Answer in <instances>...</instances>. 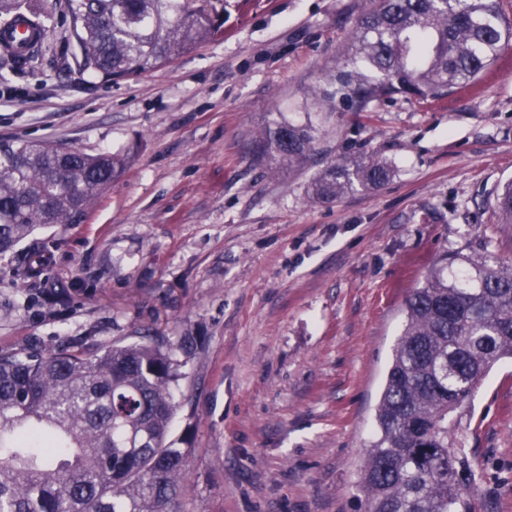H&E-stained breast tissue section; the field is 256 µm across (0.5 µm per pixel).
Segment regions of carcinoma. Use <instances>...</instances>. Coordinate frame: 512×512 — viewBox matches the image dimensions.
<instances>
[{"instance_id":"obj_1","label":"carcinoma","mask_w":512,"mask_h":512,"mask_svg":"<svg viewBox=\"0 0 512 512\" xmlns=\"http://www.w3.org/2000/svg\"><path fill=\"white\" fill-rule=\"evenodd\" d=\"M226 0H67L79 69L107 81L167 65L224 36ZM20 0H0L12 33ZM512 42L499 0H376L362 15L345 66L314 91L331 112L380 97L435 100L476 80ZM29 55L0 40V64ZM280 120L253 154L290 171L316 151L310 123ZM44 141L0 139V257L48 224H82L125 170L128 157L91 155ZM376 159H344L314 175L311 197L333 202L390 178ZM512 224V182L497 195ZM50 254L18 275L40 282ZM191 336L112 340L95 353L59 348L0 354V512H178L189 449L176 448L177 354ZM512 358V262L443 256L405 302V324L376 407L359 473L367 512H465L474 480L454 414L498 363Z\"/></svg>"}]
</instances>
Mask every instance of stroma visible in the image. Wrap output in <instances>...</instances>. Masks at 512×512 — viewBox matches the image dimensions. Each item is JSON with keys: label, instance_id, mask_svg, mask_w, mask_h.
Listing matches in <instances>:
<instances>
[{"label": "stroma", "instance_id": "stroma-1", "mask_svg": "<svg viewBox=\"0 0 512 512\" xmlns=\"http://www.w3.org/2000/svg\"><path fill=\"white\" fill-rule=\"evenodd\" d=\"M25 2L45 36L0 80V138L130 163L85 223L40 232L52 259L37 289L16 275L30 243L0 258V353L198 337L174 388L183 512H365L358 474L406 296L446 251L512 261L496 206L512 180V44L447 98L316 112L311 90L374 0H227L223 39L117 83L66 54V0ZM278 106L316 127L302 171L252 152ZM369 157L390 166L385 185L310 199L331 161ZM456 426L471 512H512V361Z\"/></svg>", "mask_w": 512, "mask_h": 512}]
</instances>
